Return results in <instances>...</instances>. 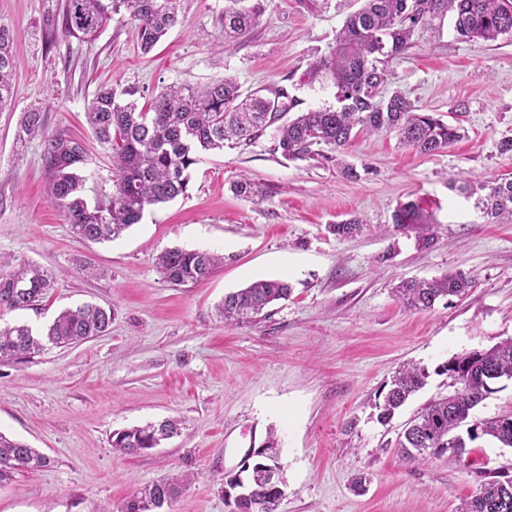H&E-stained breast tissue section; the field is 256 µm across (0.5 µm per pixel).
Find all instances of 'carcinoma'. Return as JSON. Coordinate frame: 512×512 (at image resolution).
Listing matches in <instances>:
<instances>
[{
  "label": "carcinoma",
  "instance_id": "carcinoma-1",
  "mask_svg": "<svg viewBox=\"0 0 512 512\" xmlns=\"http://www.w3.org/2000/svg\"><path fill=\"white\" fill-rule=\"evenodd\" d=\"M261 0H227L224 6V43L248 36L262 14ZM454 13V30L469 41H496L512 37V0H362L336 36V49L315 63L311 81L329 79L336 87L337 106L300 112L283 118L301 102L278 86L268 95L245 93L239 83L224 77L203 88L170 85L158 92L148 109L124 102L113 88L100 89L87 108V121L112 163V191L104 202L89 204L83 196L80 174L87 152L75 139L45 140L51 201L63 210L71 232L86 242L107 241L139 223L144 211L186 193L190 169L206 151L222 150L224 143L249 145L271 126L278 125L275 149L288 161L320 155L319 147L341 152L360 133L393 134L400 145L423 155H435L464 135L463 127L448 124L424 112L400 91L386 90L389 60L410 48L414 32L448 12ZM122 15L139 23L138 40L143 52L151 51L171 29L184 22L180 0H67L63 32L67 36L95 38L112 20ZM12 34L0 24V111L11 106L12 80L17 59L11 52ZM43 135L40 113H25L18 130L20 142ZM233 192L247 199L262 198L260 187L248 179L236 181ZM475 207L487 224L512 223V177L496 178L477 187ZM419 204L397 206L393 224L405 228L425 224ZM361 222L349 219L331 225L339 237H351ZM221 257L207 251L179 247L164 251L157 265L172 285L194 284L208 278ZM53 274L35 263L12 265L0 256V315L34 309L53 287ZM474 279L455 270L431 280H409L398 288V297L410 310H430L448 297H461L474 287ZM291 286L280 279L258 280L224 297L219 312L228 323H250L269 315L268 308L288 299ZM112 324V311L93 304L61 311L46 329L37 333L23 324L0 328V362L17 361L40 351L43 341L59 347L86 342L104 335ZM460 385L450 395L429 402L411 419L397 441L399 456L408 461L428 457L459 458L466 441L489 436L512 447V415L467 424L470 411L492 390L488 382L512 380V338L486 351L450 358L437 368ZM428 371L417 365L402 366L390 381L383 402L376 404L377 421L388 424L395 411L426 384ZM134 426L115 433L112 447L123 454H140L157 448L179 433L174 419ZM262 447L273 452L253 464L238 481L241 497L230 512H278L282 496L283 464L280 443L269 432ZM49 458L35 448L0 433V482L14 473L44 467ZM184 477L154 482L128 498L119 512H166L183 485ZM460 512H512V476L495 475L483 481Z\"/></svg>",
  "mask_w": 512,
  "mask_h": 512
}]
</instances>
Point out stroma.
<instances>
[{"label":"stroma","instance_id":"obj_1","mask_svg":"<svg viewBox=\"0 0 512 512\" xmlns=\"http://www.w3.org/2000/svg\"><path fill=\"white\" fill-rule=\"evenodd\" d=\"M67 0H0V23L18 60L10 109L0 112V255L50 269L56 282L38 309L0 315V327L44 329L64 309L112 310V325L83 344L0 363V432L39 449L49 464L0 483V512H118L141 488L175 474L188 481L170 512H229L224 476L240 470L268 430L280 436L286 495L279 512H457L477 493V470L512 475V448L484 437L464 464L447 457L406 463L395 443L431 399L451 393L438 365L512 338V224L484 223L459 184L512 175V39H460L451 17L417 31L389 63L388 90L406 94L464 137L434 155L395 136L357 135L341 159L291 162L275 129L252 145L202 154L186 195L147 209L114 240L82 242L49 201L45 137L82 140L85 195L112 188V166L85 112L102 85L147 108L170 84L203 86L231 76L244 92L286 87L303 109L335 105L331 81L308 83L312 63L335 48L354 0H263L251 33L223 47L225 0H181L182 26L149 53L137 24L114 16L92 40L65 36ZM39 109L44 138L19 146L22 112ZM358 179L345 178L340 163ZM247 177L266 196L230 190ZM419 202L425 223L399 229V203ZM357 218L356 237L331 224ZM434 237L422 247L421 234ZM224 257L208 279L166 283L165 249ZM451 269L474 288L434 309L407 310L394 288ZM283 279L287 301L250 325L217 313L225 295ZM430 370L424 388L389 425L375 404L395 370ZM180 436L136 455L114 452L113 433L164 418ZM364 475L362 491L352 480Z\"/></svg>","mask_w":512,"mask_h":512}]
</instances>
